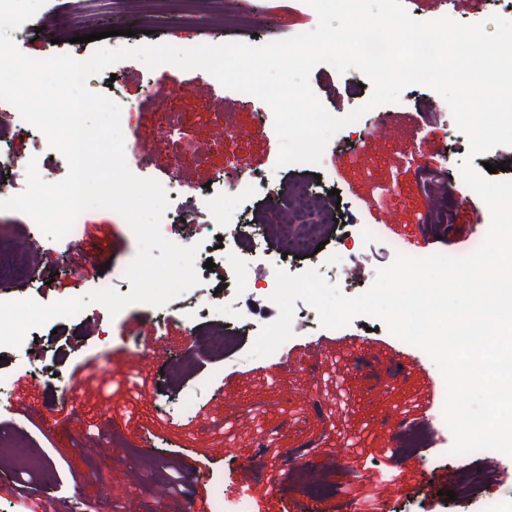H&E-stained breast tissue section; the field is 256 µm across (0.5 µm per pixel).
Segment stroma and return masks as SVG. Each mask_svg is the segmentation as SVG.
I'll return each mask as SVG.
<instances>
[{
    "instance_id": "35a3bbf8",
    "label": "stroma",
    "mask_w": 512,
    "mask_h": 512,
    "mask_svg": "<svg viewBox=\"0 0 512 512\" xmlns=\"http://www.w3.org/2000/svg\"><path fill=\"white\" fill-rule=\"evenodd\" d=\"M409 15L429 21L445 14L465 24L512 19V0H406ZM250 26L211 24L206 14L164 16L153 34L122 4L98 0H46L11 36L34 58L66 53L88 58L94 43H73L63 27L68 15L98 18L116 30L117 46L164 42L218 44L286 39L313 30L317 16L303 0H240ZM357 70L339 74L316 66L310 85L327 111L345 116L371 94ZM121 106L125 138L158 133V114L177 100L183 123L167 130V153L140 168L142 177L175 180L171 215L193 230L197 263L213 261L179 310L133 304L109 315L99 304L79 315L30 330L28 352L0 347V512H217L216 495H246L252 512H480L479 501L512 500V457L497 454L477 494L444 501L441 474L454 466L450 431L438 419L444 379L432 359L407 345L376 319L358 317L346 326L297 330L280 357L250 356L261 329L279 311L264 288L239 292L224 277V231L205 201L204 185L222 179L271 183L321 182L340 192L339 213L349 224H381L380 237L354 235L336 248L329 283L347 296L365 291L394 255L464 256L485 239L491 215L463 182L459 165L467 137L448 112L432 111L431 89L405 87L381 105L385 133L369 132L370 116L339 130L316 169L278 166L279 140L268 106L223 87L202 69L173 65L148 69L120 61L113 71L87 81ZM11 129L0 144V178L11 194L22 192L25 171L12 164L37 158L45 180L66 174L65 160L49 145L33 147V133L11 104L0 101V125ZM237 134L223 138L225 127ZM448 183L451 229L426 224L429 173ZM0 245L26 250L36 282H0V301L32 298L48 304L85 295L111 282L131 289L124 271L137 243L125 219L110 209L84 212L75 239L46 237L16 211H0ZM239 303L253 327L225 360L205 351L203 335L222 326L224 300ZM427 426L425 447L396 451L399 424ZM41 457L46 471H18L13 448ZM315 465L328 485L306 493L303 467Z\"/></svg>"
}]
</instances>
